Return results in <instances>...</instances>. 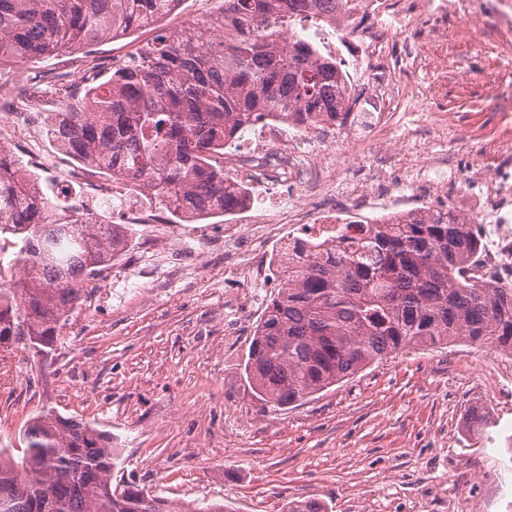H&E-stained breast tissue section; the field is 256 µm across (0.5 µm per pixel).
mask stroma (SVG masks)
Instances as JSON below:
<instances>
[{"instance_id": "obj_1", "label": "stroma", "mask_w": 512, "mask_h": 512, "mask_svg": "<svg viewBox=\"0 0 512 512\" xmlns=\"http://www.w3.org/2000/svg\"><path fill=\"white\" fill-rule=\"evenodd\" d=\"M458 0H393L380 22L396 61L394 105L368 139L337 131L320 149L365 190L398 167L404 188L441 157L459 164L448 204L459 214L486 206L469 170L512 168V0L463 16ZM29 158L48 196L67 175L43 121L57 110L40 94ZM224 221L139 224L126 253L68 312L49 355L26 341L0 346V448L21 447L30 417L49 407L111 434L120 457L113 482L229 512H287L315 499L329 512H512L498 488L475 475L512 479V383L489 387L487 350L464 343L410 348L348 381L272 410L257 401L241 364L252 330L224 333ZM180 238L187 258L174 272L152 245ZM487 420L468 430L471 410Z\"/></svg>"}]
</instances>
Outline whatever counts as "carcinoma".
I'll return each instance as SVG.
<instances>
[{
    "label": "carcinoma",
    "mask_w": 512,
    "mask_h": 512,
    "mask_svg": "<svg viewBox=\"0 0 512 512\" xmlns=\"http://www.w3.org/2000/svg\"><path fill=\"white\" fill-rule=\"evenodd\" d=\"M224 0L214 19L161 26L179 0H0V72L62 55L86 63L84 95L46 116L58 149L92 176L152 192L176 218L224 215L234 203L214 162L224 142L264 115L310 127L346 110L336 59L296 23L340 0ZM288 17V31L271 24ZM152 27L151 41L108 70L88 48ZM39 178L0 145V345L44 353L64 315L127 247L124 224L58 210ZM480 237L452 208L329 246L295 240L273 255L280 286L255 327L244 376L255 397L286 408L410 347L464 341L512 355V286L472 282ZM24 448H0V512H197L134 485L112 484V436L41 410Z\"/></svg>",
    "instance_id": "carcinoma-1"
}]
</instances>
